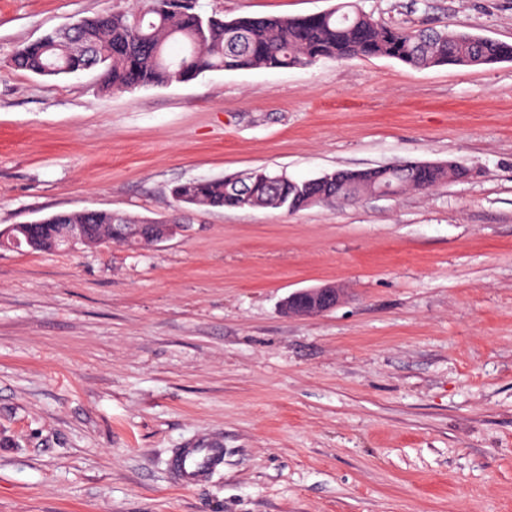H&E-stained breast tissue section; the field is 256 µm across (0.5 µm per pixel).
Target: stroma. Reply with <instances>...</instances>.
<instances>
[{
    "mask_svg": "<svg viewBox=\"0 0 512 512\" xmlns=\"http://www.w3.org/2000/svg\"><path fill=\"white\" fill-rule=\"evenodd\" d=\"M339 0H198L297 17ZM512 44V0H360ZM141 0H0V228L77 210L178 225L146 249L0 248V512H512V61L208 71L105 92L16 52ZM412 161L468 178L283 209L178 183ZM342 302L287 317L289 293ZM214 435L224 465L176 484ZM343 290L335 284H325L292 292L282 303L287 316H318L334 309L341 301ZM223 465L222 448L212 439H203L190 448L177 449L169 462L174 476L184 486L206 483Z\"/></svg>",
    "mask_w": 512,
    "mask_h": 512,
    "instance_id": "stroma-1",
    "label": "stroma"
}]
</instances>
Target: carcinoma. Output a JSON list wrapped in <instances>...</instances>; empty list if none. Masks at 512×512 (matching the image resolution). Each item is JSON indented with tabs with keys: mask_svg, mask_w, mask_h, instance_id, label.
Returning <instances> with one entry per match:
<instances>
[{
	"mask_svg": "<svg viewBox=\"0 0 512 512\" xmlns=\"http://www.w3.org/2000/svg\"><path fill=\"white\" fill-rule=\"evenodd\" d=\"M384 57L414 68L478 66L512 61V44L465 31L422 29L384 23L353 0L333 10L293 18L208 16L196 4L145 0L142 10L98 13L64 30H53L24 45L14 66L38 76L100 69L104 91L187 82L213 70L286 69L320 60ZM470 171L459 167L411 165L336 171L297 181L285 173L257 168L246 177L179 183L171 188L179 204L196 209L284 208L294 213L336 197L357 199L385 182L424 191ZM137 220L112 210L61 212L36 220L31 252L57 250L66 224L90 225V243L126 244L119 224Z\"/></svg>",
	"mask_w": 512,
	"mask_h": 512,
	"instance_id": "carcinoma-1",
	"label": "carcinoma"
}]
</instances>
